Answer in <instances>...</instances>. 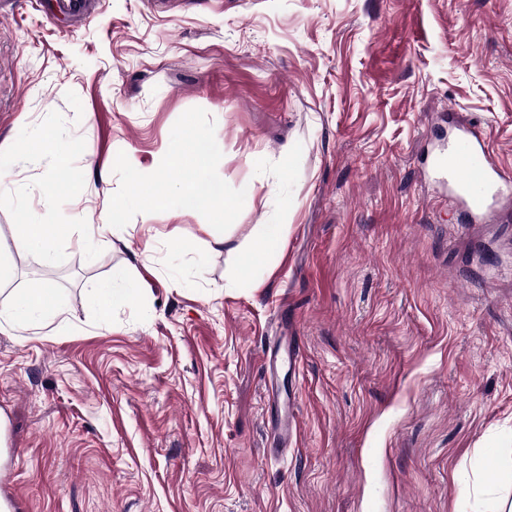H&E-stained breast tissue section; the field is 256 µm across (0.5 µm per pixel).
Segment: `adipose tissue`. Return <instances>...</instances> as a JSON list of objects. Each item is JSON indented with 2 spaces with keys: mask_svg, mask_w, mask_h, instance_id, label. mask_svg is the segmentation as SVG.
Instances as JSON below:
<instances>
[{
  "mask_svg": "<svg viewBox=\"0 0 512 512\" xmlns=\"http://www.w3.org/2000/svg\"><path fill=\"white\" fill-rule=\"evenodd\" d=\"M133 198L149 197L156 207L178 206L188 210L208 212L223 209L231 213V206L223 202L221 185L198 175H188L177 184L136 180ZM67 231L61 224H22L16 229L12 241L0 246V251L22 256H33L48 265L54 259L55 245ZM139 288L125 269L117 268L109 280L96 285L92 299L102 318H109L114 307L135 301ZM64 309L57 288L50 280H42L34 287L13 293L6 303H0V329L15 326L42 328L51 325L63 315Z\"/></svg>",
  "mask_w": 512,
  "mask_h": 512,
  "instance_id": "adipose-tissue-1",
  "label": "adipose tissue"
}]
</instances>
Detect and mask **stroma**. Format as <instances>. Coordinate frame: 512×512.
Masks as SVG:
<instances>
[{"label":"stroma","instance_id":"35a3bbf8","mask_svg":"<svg viewBox=\"0 0 512 512\" xmlns=\"http://www.w3.org/2000/svg\"><path fill=\"white\" fill-rule=\"evenodd\" d=\"M0 0V301L53 278L68 313L0 330V497L18 512H495L512 476V218L461 224L426 165L483 131L512 171V0ZM71 144L52 195L33 137ZM211 141L231 218L130 197ZM248 200H241V193ZM122 224L79 248L83 225ZM287 230L246 274L265 225ZM178 240L181 251L169 244ZM135 302L101 321L113 269ZM300 430L283 440L288 420ZM69 225L61 224H21L12 236V244L0 247V283L12 272L2 263V255L15 252L22 256H33L40 263L49 265L53 262L55 245L59 237L69 229Z\"/></svg>","mask_w":512,"mask_h":512}]
</instances>
